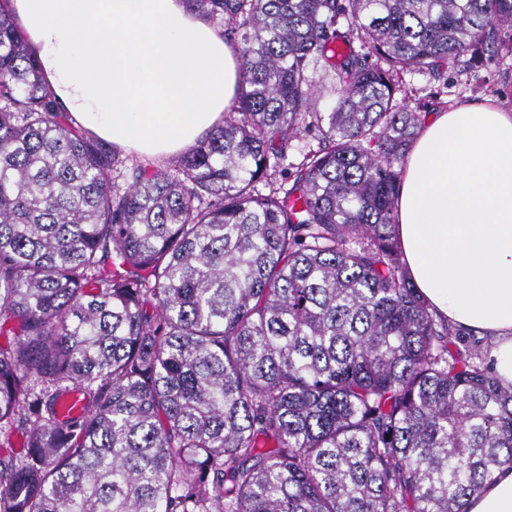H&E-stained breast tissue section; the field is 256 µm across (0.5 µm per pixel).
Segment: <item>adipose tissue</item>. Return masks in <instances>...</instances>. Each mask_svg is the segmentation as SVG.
<instances>
[{
	"label": "adipose tissue",
	"mask_w": 512,
	"mask_h": 512,
	"mask_svg": "<svg viewBox=\"0 0 512 512\" xmlns=\"http://www.w3.org/2000/svg\"><path fill=\"white\" fill-rule=\"evenodd\" d=\"M65 112L150 157L177 154L224 121L239 90L238 49L185 0H12ZM397 235L409 274L443 318L485 334L512 385V111L435 112L403 168ZM468 512H512V468Z\"/></svg>",
	"instance_id": "ef3b65f1"
}]
</instances>
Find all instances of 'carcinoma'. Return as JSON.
Masks as SVG:
<instances>
[{"label":"carcinoma","mask_w":512,"mask_h":512,"mask_svg":"<svg viewBox=\"0 0 512 512\" xmlns=\"http://www.w3.org/2000/svg\"><path fill=\"white\" fill-rule=\"evenodd\" d=\"M186 2L240 92L150 171L75 125L0 0V432L27 431L0 512H468L512 466V386L402 261L400 82L511 52L512 0ZM318 97V111L330 112L335 103V95L332 91L334 80L327 76L322 69H317L311 74Z\"/></svg>","instance_id":"obj_1"}]
</instances>
